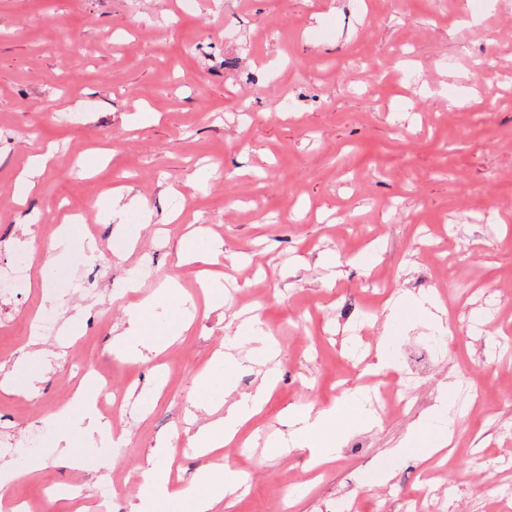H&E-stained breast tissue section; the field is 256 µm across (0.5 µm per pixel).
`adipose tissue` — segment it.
Here are the masks:
<instances>
[{
  "instance_id": "1",
  "label": "adipose tissue",
  "mask_w": 512,
  "mask_h": 512,
  "mask_svg": "<svg viewBox=\"0 0 512 512\" xmlns=\"http://www.w3.org/2000/svg\"><path fill=\"white\" fill-rule=\"evenodd\" d=\"M171 306V320L167 336H151L149 323L156 303ZM189 309L180 300L178 285L169 282L155 297L133 304L127 310L130 330L116 335L112 346L120 356L137 354L140 345L146 342L164 344L166 338L178 337L187 332L191 322L187 315ZM413 314L427 315L445 335L453 330L447 319L439 312L437 304L430 298L416 299L406 304H393L385 316L386 334L382 336L377 353V367L385 370L390 366L385 350L392 342L395 319ZM237 333L243 344L249 345L252 355L263 365L264 372L255 389L230 404L223 418L210 421L189 438L190 448H203L214 452L223 448L225 443L234 439L240 428L257 413L265 402L273 385L274 371L272 361L278 351L268 334L263 332L258 317H251L239 326ZM95 392L94 384L80 386L78 389V408H65L52 417L55 432L63 442L64 459L76 466L83 463V447L86 443L89 421H95L96 413L92 405ZM343 418L351 422L358 430H369L378 426L379 420L366 411L361 403L353 398H345L342 403L327 410L292 409L288 419L293 428L294 443L302 448L317 451L318 461H326L328 449L337 447L336 431L333 427L336 419ZM242 482L241 475L231 469H215L200 479L187 484L171 483L168 471L157 464L139 470V512H219L224 497L232 493Z\"/></svg>"
}]
</instances>
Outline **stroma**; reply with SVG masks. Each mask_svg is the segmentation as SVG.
Instances as JSON below:
<instances>
[{
  "instance_id": "1",
  "label": "stroma",
  "mask_w": 512,
  "mask_h": 512,
  "mask_svg": "<svg viewBox=\"0 0 512 512\" xmlns=\"http://www.w3.org/2000/svg\"><path fill=\"white\" fill-rule=\"evenodd\" d=\"M30 169L35 188L16 204ZM116 187L132 207L113 211ZM189 233L224 242L215 269L239 289L221 307L196 296L197 267L179 254ZM21 253L31 276L17 294ZM170 280L194 301L190 331L114 357L128 305ZM483 289L502 303L480 333L470 319ZM425 294L455 331L421 369L412 405L371 431L337 421L328 463L278 450L289 408L338 405L342 375L365 391L386 304ZM47 305L59 327L39 339L31 387L13 368ZM241 310L259 314L281 364L262 411L225 448L245 483L223 512L353 501L359 512H512V0H0V438L41 440L0 456L11 504L71 512L108 483L136 512L127 474L163 439L184 452L182 481L204 470L188 430L260 379L230 343ZM228 351L230 381L194 397L196 374H221ZM107 358L133 395L115 418L125 443L94 439L83 468L64 466L50 417L78 366ZM445 385L482 395L478 408L454 404L457 456L401 451Z\"/></svg>"
}]
</instances>
